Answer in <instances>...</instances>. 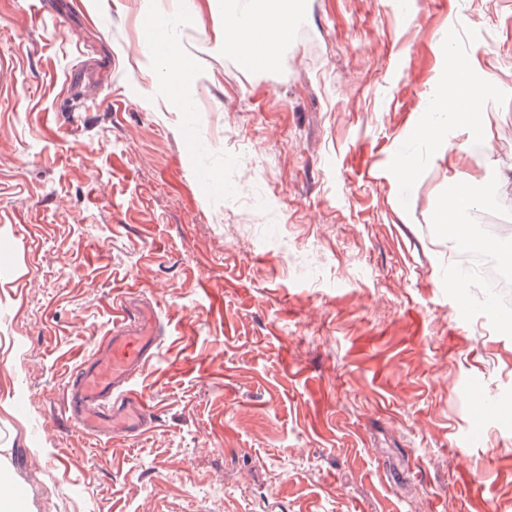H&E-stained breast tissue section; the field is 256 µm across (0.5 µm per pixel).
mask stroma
I'll return each mask as SVG.
<instances>
[{"label":"stroma","instance_id":"35a3bbf8","mask_svg":"<svg viewBox=\"0 0 512 512\" xmlns=\"http://www.w3.org/2000/svg\"><path fill=\"white\" fill-rule=\"evenodd\" d=\"M35 2L0 0V437L38 512H512V318L441 222L449 177L512 167V0H295L252 69L249 0ZM475 49L488 150L462 119L445 157L418 131ZM130 286L155 424L106 442L60 398Z\"/></svg>","mask_w":512,"mask_h":512}]
</instances>
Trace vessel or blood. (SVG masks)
I'll return each mask as SVG.
<instances>
[{
	"instance_id": "1",
	"label": "vessel or blood",
	"mask_w": 512,
	"mask_h": 512,
	"mask_svg": "<svg viewBox=\"0 0 512 512\" xmlns=\"http://www.w3.org/2000/svg\"><path fill=\"white\" fill-rule=\"evenodd\" d=\"M113 314L111 333L79 360L63 395L65 414L95 438L133 437L153 422L149 398L136 381L154 359L160 338L146 327L145 308L127 298H120Z\"/></svg>"
}]
</instances>
